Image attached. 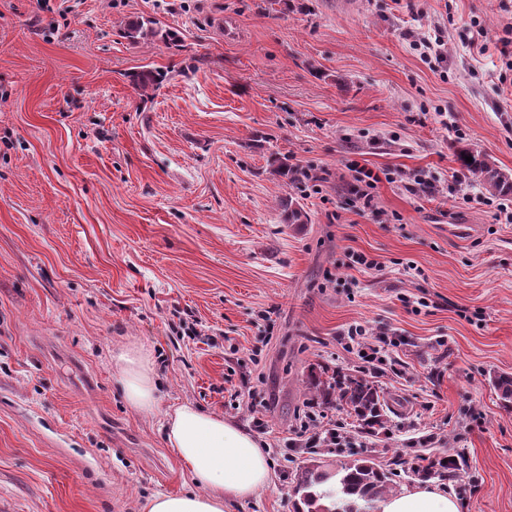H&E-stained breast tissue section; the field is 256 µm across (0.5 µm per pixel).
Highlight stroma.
Segmentation results:
<instances>
[{"mask_svg":"<svg viewBox=\"0 0 512 512\" xmlns=\"http://www.w3.org/2000/svg\"><path fill=\"white\" fill-rule=\"evenodd\" d=\"M139 17L180 46L126 39ZM142 71L162 76L147 94ZM463 147L512 172V0H0V512H142L193 490L163 431L183 403L264 423L272 483L230 512H296L312 460L373 458L400 493L459 449L440 491L512 512V405L491 382L512 375V223ZM283 155L325 173L319 191L276 176ZM359 167L436 190L381 178L361 213ZM288 195L308 223H283ZM187 315L204 336L173 330ZM353 325L381 371L346 349ZM128 342L152 356L149 414L115 376ZM317 365L368 374L385 430L309 390ZM467 466L464 451H457L451 463L447 459L441 466H428L423 469H414L413 476L421 481L437 480L438 482L452 481L458 477L460 470Z\"/></svg>","mask_w":512,"mask_h":512,"instance_id":"stroma-1","label":"stroma"}]
</instances>
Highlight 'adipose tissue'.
<instances>
[{
  "mask_svg": "<svg viewBox=\"0 0 512 512\" xmlns=\"http://www.w3.org/2000/svg\"><path fill=\"white\" fill-rule=\"evenodd\" d=\"M115 373L128 404L149 414L157 406L153 362L143 346L129 342L112 353ZM167 443L186 466L193 491L158 494L142 512H225L271 483L270 460L259 441L234 421L202 408L180 404L164 416ZM381 512H459L448 495L423 485L388 497Z\"/></svg>",
  "mask_w": 512,
  "mask_h": 512,
  "instance_id": "1",
  "label": "adipose tissue"
}]
</instances>
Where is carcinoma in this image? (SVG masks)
I'll list each match as a JSON object with an SVG mask.
<instances>
[{
    "label": "carcinoma",
    "mask_w": 512,
    "mask_h": 512,
    "mask_svg": "<svg viewBox=\"0 0 512 512\" xmlns=\"http://www.w3.org/2000/svg\"><path fill=\"white\" fill-rule=\"evenodd\" d=\"M155 25L156 22L151 19L132 21L126 28V38L140 42L159 36L168 43L181 42L175 32H163ZM468 156L472 157L470 163L466 162ZM460 160L463 167L478 174L483 189L490 195L512 194V173L501 170L478 152L464 150ZM282 207L286 223L308 222L306 212L295 197H288ZM310 384L326 398L336 393V400L354 411L364 432L372 434L376 429L384 428L386 401L379 386L368 379L337 372L326 381L314 374ZM466 465L465 454L459 451L451 463L415 469L413 476L425 482H449L457 478ZM391 475L392 472L365 457L340 463L328 470L314 463L296 472L294 493L300 495V502L307 506V512H380L378 503L392 490Z\"/></svg>",
    "instance_id": "cac0c4a2"
}]
</instances>
